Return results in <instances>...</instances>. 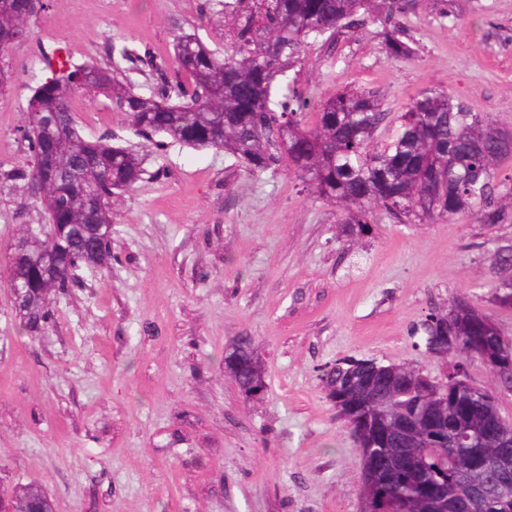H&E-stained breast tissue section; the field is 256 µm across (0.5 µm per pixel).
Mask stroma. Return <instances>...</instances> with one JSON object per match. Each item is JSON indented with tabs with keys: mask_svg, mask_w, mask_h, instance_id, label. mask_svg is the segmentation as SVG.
Returning a JSON list of instances; mask_svg holds the SVG:
<instances>
[{
	"mask_svg": "<svg viewBox=\"0 0 512 512\" xmlns=\"http://www.w3.org/2000/svg\"><path fill=\"white\" fill-rule=\"evenodd\" d=\"M395 21L415 51L392 57L362 16L306 40L293 68L312 103L369 87L396 135L412 96L436 89L512 130V0H404ZM211 0H46L27 42L0 54V494L38 479L55 512H361V464L323 386L336 360L409 363L443 378L423 323L468 300L512 336L497 308V253L512 224H396L345 231L337 204L287 170L253 176L230 153L133 135L105 96L74 108L81 135L111 136L144 174L112 197V265L52 303L45 336L18 329L5 257L40 222L22 181L26 99L43 55L107 65L111 47L150 49L175 69L173 40L223 51ZM245 343L266 391L246 397L222 359Z\"/></svg>",
	"mask_w": 512,
	"mask_h": 512,
	"instance_id": "35a3bbf8",
	"label": "stroma"
}]
</instances>
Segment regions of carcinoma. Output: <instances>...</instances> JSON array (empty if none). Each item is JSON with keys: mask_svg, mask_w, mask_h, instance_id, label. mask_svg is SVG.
<instances>
[{"mask_svg": "<svg viewBox=\"0 0 512 512\" xmlns=\"http://www.w3.org/2000/svg\"><path fill=\"white\" fill-rule=\"evenodd\" d=\"M216 2L239 14L231 50L222 55L181 33L170 77L149 50L120 49L121 59L157 74L148 95L116 62L101 68L68 54L46 60L25 109L28 169L16 173L44 209L45 223L27 226L7 255L13 308L28 335L47 331L51 293L112 259V195L143 174L135 154L112 146L111 137L80 135L73 99L87 90L114 97L134 134L157 147L162 135L227 149L253 175L288 168L317 198L346 205L345 223L363 233L374 208L398 224L463 216L476 224L512 221L495 180L499 163L512 155V135L445 92L426 89L411 98L399 132L382 147L374 136L387 113L373 89L339 93L307 121L310 101L288 78L301 45L356 28L359 11L372 6L391 53L407 57L411 49L394 22L399 0H260L256 10ZM44 7L43 0H0V52L27 39L26 19ZM494 303L512 310V274L494 286ZM454 304L461 314L453 368L476 360L487 366V357L512 351L494 315L461 299ZM352 362L337 361L323 382L360 441L363 512H375L383 495L393 512H497L501 487L512 486V421L493 391L468 376L426 384L408 364L374 372ZM42 501L50 503L32 479L0 512H27Z\"/></svg>", "mask_w": 512, "mask_h": 512, "instance_id": "1", "label": "carcinoma"}]
</instances>
